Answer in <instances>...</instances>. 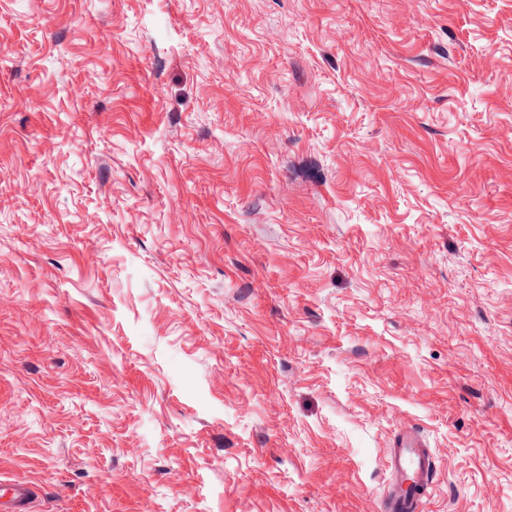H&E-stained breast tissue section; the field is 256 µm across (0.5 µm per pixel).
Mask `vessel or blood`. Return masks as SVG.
Listing matches in <instances>:
<instances>
[{
  "instance_id": "vessel-or-blood-1",
  "label": "vessel or blood",
  "mask_w": 512,
  "mask_h": 512,
  "mask_svg": "<svg viewBox=\"0 0 512 512\" xmlns=\"http://www.w3.org/2000/svg\"><path fill=\"white\" fill-rule=\"evenodd\" d=\"M391 483L379 512H425L434 486L437 460L425 448L416 429L399 430L387 452ZM28 482L0 483V512H29Z\"/></svg>"
}]
</instances>
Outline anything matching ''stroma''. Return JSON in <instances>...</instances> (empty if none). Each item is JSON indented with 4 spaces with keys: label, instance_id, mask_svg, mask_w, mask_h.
<instances>
[{
    "label": "stroma",
    "instance_id": "35a3bbf8",
    "mask_svg": "<svg viewBox=\"0 0 512 512\" xmlns=\"http://www.w3.org/2000/svg\"><path fill=\"white\" fill-rule=\"evenodd\" d=\"M512 512V0H0V481L35 512ZM387 452L391 483L380 512H424L434 486L437 460L414 428L399 430Z\"/></svg>",
    "mask_w": 512,
    "mask_h": 512
}]
</instances>
